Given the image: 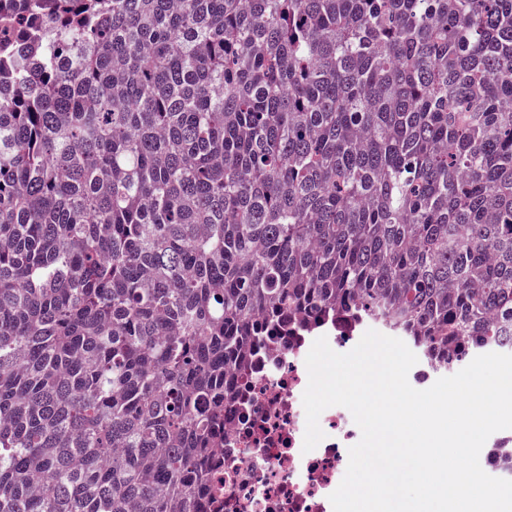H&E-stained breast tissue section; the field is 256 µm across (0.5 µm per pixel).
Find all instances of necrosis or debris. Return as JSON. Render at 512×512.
Instances as JSON below:
<instances>
[{
    "mask_svg": "<svg viewBox=\"0 0 512 512\" xmlns=\"http://www.w3.org/2000/svg\"><path fill=\"white\" fill-rule=\"evenodd\" d=\"M310 336H274L248 370L236 371L239 395L224 408L212 450L210 512H333L329 496L342 481L361 432L350 411L325 409L324 439L304 451L302 396Z\"/></svg>",
    "mask_w": 512,
    "mask_h": 512,
    "instance_id": "necrosis-or-debris-1",
    "label": "necrosis or debris"
}]
</instances>
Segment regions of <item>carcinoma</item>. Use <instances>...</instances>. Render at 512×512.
Masks as SVG:
<instances>
[{
    "mask_svg": "<svg viewBox=\"0 0 512 512\" xmlns=\"http://www.w3.org/2000/svg\"><path fill=\"white\" fill-rule=\"evenodd\" d=\"M331 319L512 352V0H0V512H203Z\"/></svg>",
    "mask_w": 512,
    "mask_h": 512,
    "instance_id": "1",
    "label": "carcinoma"
}]
</instances>
